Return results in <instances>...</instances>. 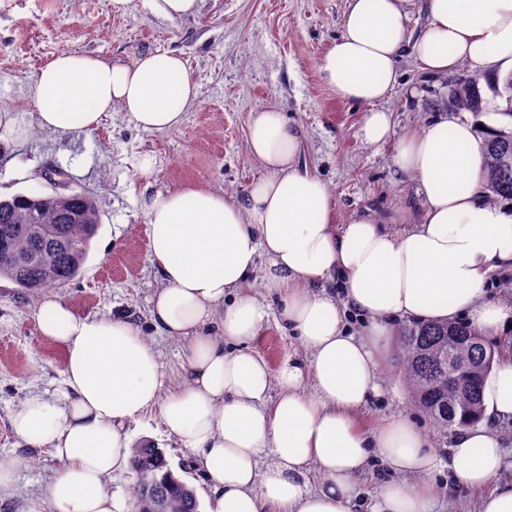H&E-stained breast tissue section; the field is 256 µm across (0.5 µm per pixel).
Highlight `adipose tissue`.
Returning <instances> with one entry per match:
<instances>
[{"mask_svg":"<svg viewBox=\"0 0 512 512\" xmlns=\"http://www.w3.org/2000/svg\"><path fill=\"white\" fill-rule=\"evenodd\" d=\"M409 2L348 0L319 61L339 98L368 105L361 133L371 144L389 135L379 103L403 52L433 75L464 62L488 76L512 71V0H420L427 23L415 34ZM197 97L174 52L125 62L63 51L31 87L36 129L60 138L92 132L116 109L142 129L170 130ZM247 146L266 174L245 194L189 182L143 200L160 279L149 313L160 335L183 342L178 386L127 318L83 315L56 296L38 305L39 330L62 349L63 366L52 389L20 403L11 428L63 462L45 491L56 512H129L109 484L130 467L129 424L155 406L206 470L209 512H355L357 480L374 458L394 478L381 483L371 512H429L438 490L428 476L439 460L424 435L401 414L366 432L357 414L379 389L394 321L464 316L485 334L512 321V306L484 299L488 276L512 268V208L481 189L484 140L451 112L402 137L394 166L415 181L423 213L400 229L369 214L336 225L334 198L298 164L301 134L280 110L252 117ZM262 258L273 307L249 291ZM335 279L337 293L328 288ZM345 306L365 318L359 334L343 326ZM272 320L298 337L304 362L274 368L252 348ZM482 396V421L452 434L448 468L457 484L484 490L481 512H512V483L498 481L505 439L491 426L512 421V359L497 363Z\"/></svg>","mask_w":512,"mask_h":512,"instance_id":"adipose-tissue-1","label":"adipose tissue"}]
</instances>
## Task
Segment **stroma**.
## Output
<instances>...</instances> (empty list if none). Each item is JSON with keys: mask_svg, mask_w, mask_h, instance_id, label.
Masks as SVG:
<instances>
[{"mask_svg": "<svg viewBox=\"0 0 512 512\" xmlns=\"http://www.w3.org/2000/svg\"><path fill=\"white\" fill-rule=\"evenodd\" d=\"M346 5L347 0H202L196 16L161 21L149 17L140 0L121 10L113 0H0V100L10 103L22 125L33 122L31 82L62 51L128 60L148 50L175 52L198 84L196 101L172 130H142L117 109L88 134L61 139L33 130L24 143H0V198L57 192L49 172L58 168L67 174L69 189L93 195L100 211L101 227L81 275L55 289V296L84 314L132 319L172 380L183 375L181 345L159 335L148 313L158 277L148 261L145 181L138 173L142 156L156 160L155 186L203 181L245 194L263 173L247 152L249 122L275 105L302 130L299 161L332 192L337 223L365 211L384 224L420 219L422 200L414 182L396 172L394 153L405 133L447 111L450 85L473 69L464 64L454 74L432 76L403 54L399 80L381 103L391 115V134L385 142L366 143L361 136L366 105L338 98L318 69L341 31ZM39 302L0 279V461L18 464L14 486L0 493V512H32L36 506L53 512L43 494L63 467L46 450L21 445L10 425L20 402L50 388L61 369L62 350L37 328ZM254 346L275 366L288 357L304 358L297 336L273 323ZM379 384L359 415L362 430L406 415L425 432L432 452L446 459L449 437L436 433L414 404L399 376L398 347H391ZM129 430L134 442L161 448L174 473L194 488L199 505H206L209 479L165 433L158 412ZM430 478L450 488L432 512H479L482 492L453 486L447 467Z\"/></svg>", "mask_w": 512, "mask_h": 512, "instance_id": "stroma-1", "label": "stroma"}]
</instances>
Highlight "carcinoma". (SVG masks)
I'll return each instance as SVG.
<instances>
[{
  "label": "carcinoma",
  "mask_w": 512,
  "mask_h": 512,
  "mask_svg": "<svg viewBox=\"0 0 512 512\" xmlns=\"http://www.w3.org/2000/svg\"><path fill=\"white\" fill-rule=\"evenodd\" d=\"M482 75L465 78L448 90V107L454 112H483L486 99L482 95ZM512 156V127L503 126L488 135L484 160L483 185L485 198L494 202L499 198L512 199V166L501 165V157ZM39 210L42 224L62 231L72 246L60 248L32 235L28 230L30 213ZM13 231L11 249L30 260L10 264L0 259V278L12 281L24 295H34L46 288H58L74 281L81 273L92 240L100 227V214L94 201L85 194H76L61 203L55 194L43 195L29 202L23 194L0 198V230ZM478 331L464 322H414L403 328L401 339L403 355L399 374L415 404L430 418L439 430L447 432L458 426L462 411L481 405V389L471 390L459 383L454 395L448 397V423H439L441 389L434 380L435 363L430 350L442 347L460 359L469 358V344L454 345L451 336H475ZM132 508L150 501L152 487L159 486L165 496V512H198V501L193 487L167 468L163 453L149 445L133 448Z\"/></svg>",
  "instance_id": "cac0c4a2"
}]
</instances>
